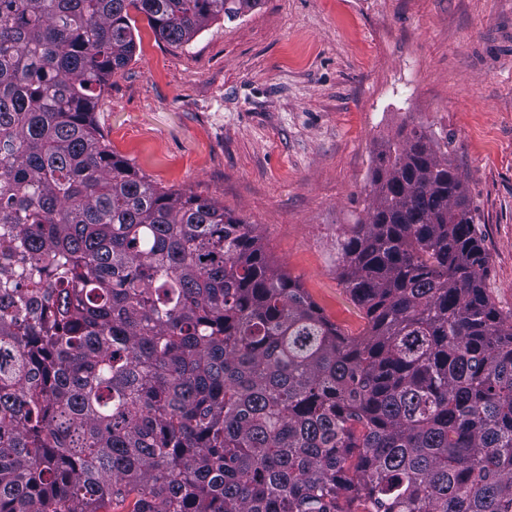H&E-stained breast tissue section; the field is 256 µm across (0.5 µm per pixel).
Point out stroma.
<instances>
[{"mask_svg":"<svg viewBox=\"0 0 512 512\" xmlns=\"http://www.w3.org/2000/svg\"><path fill=\"white\" fill-rule=\"evenodd\" d=\"M95 121L156 184L257 225L269 258L358 335L337 244L366 217L388 140L449 137L489 254L484 286L512 315V0H261L187 44L145 18Z\"/></svg>","mask_w":512,"mask_h":512,"instance_id":"1","label":"stroma"}]
</instances>
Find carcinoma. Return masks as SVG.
<instances>
[{
    "instance_id": "carcinoma-1",
    "label": "carcinoma",
    "mask_w": 512,
    "mask_h": 512,
    "mask_svg": "<svg viewBox=\"0 0 512 512\" xmlns=\"http://www.w3.org/2000/svg\"><path fill=\"white\" fill-rule=\"evenodd\" d=\"M259 0H0V512H512V319L423 128L339 244L343 333L261 235L112 153L132 59Z\"/></svg>"
}]
</instances>
